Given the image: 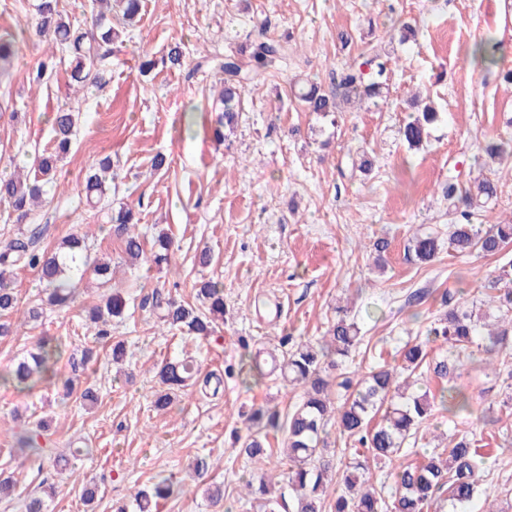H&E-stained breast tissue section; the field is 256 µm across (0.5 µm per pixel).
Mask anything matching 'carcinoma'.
<instances>
[{"label":"carcinoma","instance_id":"carcinoma-1","mask_svg":"<svg viewBox=\"0 0 512 512\" xmlns=\"http://www.w3.org/2000/svg\"><path fill=\"white\" fill-rule=\"evenodd\" d=\"M101 5L115 4L123 17L131 20L139 14L141 0H94ZM36 32L49 45L65 48L70 57L71 85L84 89L98 84L95 72L101 43L121 41V30L107 26L96 39L88 29L65 20L57 10V0H40L37 5ZM501 44L484 39L473 54L489 66L498 64ZM16 39L12 34L0 36V75L9 73L16 56ZM288 55V45L268 39L252 45L248 64L236 58L224 60V126H234L240 98L249 86L276 71ZM389 73V56L383 50L371 49L360 62H353L336 77L335 91L327 92L315 83L298 89L297 96L307 109L335 122L333 115L344 104L353 105L382 97ZM440 118L432 106L410 117L400 129L408 148L423 147L429 126ZM74 115L61 109L55 113L54 133L58 149L66 151L71 143ZM56 155L40 158L32 177H0V204L7 205L18 218L27 216L30 206L45 199L46 185L56 168ZM112 182L111 161L103 158L87 176L86 195L98 204L107 195ZM476 191L448 183V202L454 207L457 222L448 225V249L468 255L498 254L512 243V222L489 224L471 222L472 211L487 212L497 199V183L484 175L475 179ZM134 210L123 208L114 221V232L122 237L124 253L131 261L143 255ZM40 232L25 240L13 239L0 247V317L17 311V295L10 273L19 266L34 270L43 284L45 304L63 307L69 304L76 280L83 277L87 265L94 275L107 280L110 266L91 259L84 237L72 234L51 253L36 248ZM157 250L151 261L169 264L173 255L172 239L162 232L155 240ZM413 250L418 260L430 262L440 250V239L433 231L414 237ZM496 290L495 316L491 323L470 309L463 291H448L440 302L446 311L428 331L425 338L415 337L400 353L398 367L379 366L359 375L348 371L347 359L360 346L363 337L357 323L348 318L347 310L336 308V320L323 336L295 341L283 336L274 365H268L257 351L244 357L238 375L245 385L264 375H279L284 383L302 390L301 400L292 410L281 413L276 406L260 405L249 414L251 432L237 438L240 453L253 464L252 478L246 481L248 494L262 500L263 512H431L441 501H448V512H464L477 491V449L465 437L454 442L446 454L433 453L417 464L398 462L404 443L422 438L425 424L440 409L450 416L471 413L470 397L457 386L442 388L439 404L429 393L413 390L422 378V369L434 377L451 381L473 362L472 347L484 345V352H500L512 338V263L496 271L492 280ZM201 305L182 304L171 296L156 294L153 314L158 322L172 330L206 338L213 325L224 317V290L213 281H204L196 289ZM126 301L117 290L103 297L88 312L89 327L99 344L111 343L112 319L124 317ZM437 340L448 345L445 353L428 358L427 346ZM63 343L54 336H41L35 347L0 371V384L18 393L30 392L41 385L63 382L66 393L72 392V379L62 378L58 362ZM198 368L193 361L164 358L156 376L163 390L155 395L154 409L161 411L172 404V390L186 387ZM344 394L331 398L335 378ZM380 421H375L376 415ZM353 443L351 448H333L328 442L330 430ZM47 431L46 421L37 419L18 438L16 452L22 457L39 456L38 438ZM283 434L286 448L271 461L273 449L267 447L269 436ZM392 468L395 489L390 499L381 497L368 484L366 461ZM341 470L344 489L330 496L329 490ZM173 494L172 484L164 478L149 489L134 494L136 512H156L159 501ZM55 496L54 487L41 483L40 491L29 496L26 512H48V501Z\"/></svg>","mask_w":512,"mask_h":512}]
</instances>
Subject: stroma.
Here are the masks:
<instances>
[{
  "label": "stroma",
  "mask_w": 512,
  "mask_h": 512,
  "mask_svg": "<svg viewBox=\"0 0 512 512\" xmlns=\"http://www.w3.org/2000/svg\"><path fill=\"white\" fill-rule=\"evenodd\" d=\"M38 3L0 0V34L20 40L11 74L0 80V174L33 172L54 151L51 119L58 109L72 110L76 122L47 202L21 223L0 205V243L33 226L42 228L38 246L48 252L71 234L87 235L92 256L116 262L110 286L129 300L126 316L112 322V338L125 343L127 357L113 366L111 348L96 346V360L75 374L63 405L50 387L29 394L0 388V474L15 481L0 512H24L44 482L57 488L50 512H113L114 503L130 502L161 475L173 478L176 492L159 512H260L257 502L239 495L252 466L234 438L245 434L252 406L285 409L301 394L270 378L241 384L244 351L274 349L285 333L322 336L337 300L346 299L364 338L353 367L366 373L397 365L404 344L443 314L435 294L459 288L468 300H488L497 268L512 261V245L495 257L443 249L429 263L410 249L413 236L428 229L447 240L454 215L445 187L469 185L482 171L498 184L493 219L512 221V162L486 165L484 152L489 143L512 139V85L500 76L512 69V0H143L124 42L98 60L99 85L80 91L69 85L65 59L41 82L32 80L46 48L34 28ZM264 20L267 37L291 33L288 66L245 93L237 126L216 141L213 130L224 115L221 65L256 37ZM406 23L414 29L408 41L386 47L389 91L378 106H346L329 121L291 96L294 81L328 84L332 70ZM341 32L351 36L349 46L338 40ZM489 36L503 46L495 67L473 55ZM176 44L182 66L161 65ZM146 57L157 64L144 73L139 64ZM417 90L434 101L441 119L426 145L411 150L399 129L413 113ZM363 152L373 161L366 174L351 169ZM158 154L168 165L156 171ZM105 157L116 174L112 209L138 207L144 250L166 231L171 265L123 264L121 238L85 196L89 166ZM379 237L389 241L381 270L370 248ZM205 250L207 265L199 261ZM204 279L224 288V318L211 338L162 329L143 303L157 289L194 302ZM419 291L430 297L412 306ZM100 294L85 280L67 307H45L41 320L0 339V370L46 334L62 338L68 355L94 346L85 315ZM167 356L194 358L202 374L222 376V392L214 397L192 386L176 392L167 411L154 410L160 389L154 366ZM457 384L472 395L473 415L435 414L424 439L405 443L401 459L416 463L451 447L457 436L474 437L480 492L467 512L499 510L503 489L512 488V405L503 404L502 379L482 368ZM88 387L98 395L91 407L79 399ZM16 412L50 419L40 447L82 448L85 456L60 473L48 457L15 455ZM198 457L223 482V507L211 506L192 478L189 466ZM90 482L99 493L87 507L80 494Z\"/></svg>",
  "instance_id": "35a3bbf8"
}]
</instances>
